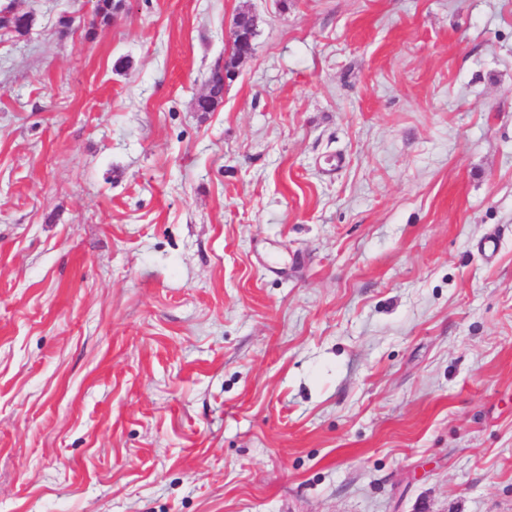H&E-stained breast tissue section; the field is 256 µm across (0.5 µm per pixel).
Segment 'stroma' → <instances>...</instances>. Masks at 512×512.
Returning a JSON list of instances; mask_svg holds the SVG:
<instances>
[{"mask_svg":"<svg viewBox=\"0 0 512 512\" xmlns=\"http://www.w3.org/2000/svg\"><path fill=\"white\" fill-rule=\"evenodd\" d=\"M96 4L0 0V512H512V0ZM226 71L221 76L218 69H215L207 81V93L197 101V111L210 112L216 104L224 97V82L227 81Z\"/></svg>","mask_w":512,"mask_h":512,"instance_id":"obj_1","label":"stroma"}]
</instances>
